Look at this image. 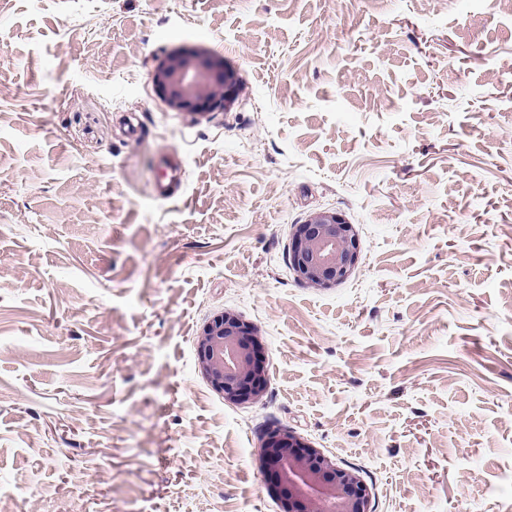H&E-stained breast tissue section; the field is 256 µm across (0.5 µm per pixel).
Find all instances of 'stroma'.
<instances>
[{
	"label": "stroma",
	"mask_w": 512,
	"mask_h": 512,
	"mask_svg": "<svg viewBox=\"0 0 512 512\" xmlns=\"http://www.w3.org/2000/svg\"><path fill=\"white\" fill-rule=\"evenodd\" d=\"M180 46L230 110L156 95ZM325 209L360 262L318 291ZM225 309L252 404L197 369ZM277 426L375 512H512V0H0V512H278ZM152 83L169 109L193 119L230 109L242 87L238 71L224 58L187 47L165 56L152 73ZM288 258L300 280L315 289H329L357 267L360 254L352 224L332 210L310 213L293 224ZM261 336L256 325L227 309L199 330L195 339L198 369L225 401L249 404L265 395L268 371Z\"/></svg>",
	"instance_id": "obj_1"
}]
</instances>
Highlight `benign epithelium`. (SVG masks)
I'll list each match as a JSON object with an SVG mask.
<instances>
[{
	"label": "benign epithelium",
	"instance_id": "1",
	"mask_svg": "<svg viewBox=\"0 0 512 512\" xmlns=\"http://www.w3.org/2000/svg\"><path fill=\"white\" fill-rule=\"evenodd\" d=\"M155 92L175 112L194 119L232 107L242 87L224 58L196 48L170 51L152 73ZM288 258L300 280L329 289L357 267L353 225L332 210H318L293 225ZM197 365L211 387L234 404L255 403L267 389L265 344L259 328L232 310L214 315L199 330ZM260 458L266 489L281 512H372L370 493L354 470L287 427L266 432Z\"/></svg>",
	"mask_w": 512,
	"mask_h": 512
}]
</instances>
